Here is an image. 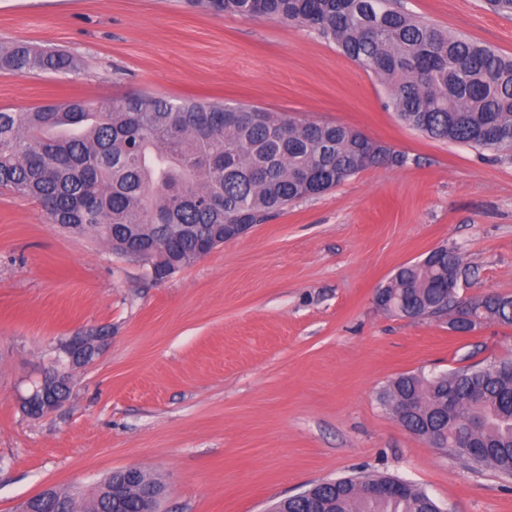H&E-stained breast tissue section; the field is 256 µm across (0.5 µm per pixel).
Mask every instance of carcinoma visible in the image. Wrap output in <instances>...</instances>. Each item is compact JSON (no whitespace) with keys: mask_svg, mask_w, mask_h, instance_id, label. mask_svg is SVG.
I'll return each mask as SVG.
<instances>
[{"mask_svg":"<svg viewBox=\"0 0 512 512\" xmlns=\"http://www.w3.org/2000/svg\"><path fill=\"white\" fill-rule=\"evenodd\" d=\"M204 12L275 17L310 27L370 72L389 107L423 135L476 149L512 152V56L409 12L404 0H187ZM73 55L26 42L0 45V72L70 70ZM364 134L333 123L296 122L243 104L172 100L147 93L96 108L72 97L34 108L0 109V187L37 203L53 224L93 232L116 254L140 259L157 246L158 278L195 259L185 224L224 234L226 224H260L288 203L313 197L366 168L400 167L385 147L368 155ZM455 248L400 266L382 287L380 308L418 318L455 312L469 267ZM483 322L512 325V295L470 301ZM410 397L400 419L411 433L464 460L512 476V358L431 377L403 374L386 390ZM396 486L365 499V482ZM89 498L54 491L34 508L52 512H141L138 489L104 481ZM288 512H441L415 485L385 475L320 482L288 498Z\"/></svg>","mask_w":512,"mask_h":512,"instance_id":"obj_1","label":"carcinoma"}]
</instances>
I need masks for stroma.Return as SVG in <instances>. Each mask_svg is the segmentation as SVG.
<instances>
[{"label": "stroma", "instance_id": "1", "mask_svg": "<svg viewBox=\"0 0 512 512\" xmlns=\"http://www.w3.org/2000/svg\"><path fill=\"white\" fill-rule=\"evenodd\" d=\"M416 16L512 55V17L484 0H405ZM63 49L77 69L0 72V108L130 93L242 102L344 124L405 155L301 199L158 281L148 265L50 224L0 190V512L111 472L161 480L162 512H267L312 484L389 474L442 512H512V478L408 431L383 399L405 373L512 358V325L458 336L374 301L401 265L454 246L463 296L512 295V157L403 124L386 90L314 31L199 13L182 0H0V43ZM106 327L70 398L20 399L61 339Z\"/></svg>", "mask_w": 512, "mask_h": 512}]
</instances>
